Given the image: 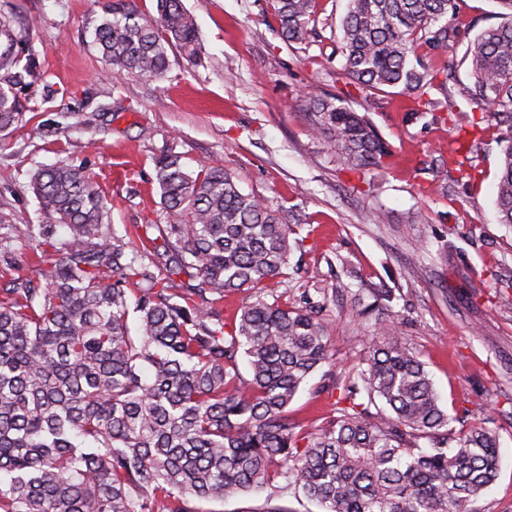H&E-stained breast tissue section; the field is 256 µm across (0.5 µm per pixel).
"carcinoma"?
I'll return each instance as SVG.
<instances>
[{
	"mask_svg": "<svg viewBox=\"0 0 512 512\" xmlns=\"http://www.w3.org/2000/svg\"><path fill=\"white\" fill-rule=\"evenodd\" d=\"M287 44L317 34L318 0H273ZM509 22L469 40L477 118L448 98L439 75L462 39L456 0H347L340 80L445 112L459 131L494 122L508 142L497 190L500 223L512 224V0ZM93 31L105 69L166 76L177 49L205 58L183 0H103ZM30 25L0 12V130L29 110L40 74ZM441 97H432V91ZM309 130L342 168L364 172L390 153L366 115L338 94L304 96ZM445 162L417 169L444 191ZM165 223L137 239L113 235L108 199L85 167L37 169L30 188L67 238L31 237L50 261L45 285L15 277L0 288V512H202L267 492L252 512H295L285 496L321 512H477L495 480L496 436L483 426L456 434L424 363L402 341L396 315L351 305L370 332L352 366L324 374L338 391L324 423L296 430L288 406L318 368L335 365L319 285L284 304L269 282L285 275L294 230L265 199L245 193L222 164L190 171L170 153L155 162ZM150 259L158 273L149 270ZM250 291L226 326L224 294ZM139 313L136 334L129 306ZM244 353L249 375L238 366ZM429 447L420 446V441Z\"/></svg>",
	"mask_w": 512,
	"mask_h": 512,
	"instance_id": "carcinoma-1",
	"label": "carcinoma"
}]
</instances>
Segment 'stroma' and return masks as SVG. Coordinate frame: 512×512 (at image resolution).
<instances>
[{
  "label": "stroma",
  "instance_id": "obj_1",
  "mask_svg": "<svg viewBox=\"0 0 512 512\" xmlns=\"http://www.w3.org/2000/svg\"><path fill=\"white\" fill-rule=\"evenodd\" d=\"M101 2L0 0V10L36 19L30 41L41 74L32 112L0 133V209L17 227L40 225L65 239L66 227L40 211L30 178L40 167L81 164L111 200L110 222L122 237L163 223L154 166L167 148L191 170L224 164L243 192L278 207L305 238L289 257L301 274L278 285L285 301L338 281L367 303L371 289H391L387 309L400 317L443 408L452 414L468 402L474 422L497 437L499 475L477 501L479 512H512V307L499 302L512 282V225L499 223L495 204L498 128L482 133L471 154L472 179L450 163L447 193H425L418 163L447 156L456 132L410 100L368 101L337 80L340 63L330 53L347 0H319L320 38L293 46L276 32L272 0H184L205 59L192 66L171 52L165 78L152 81L103 70L90 45ZM456 16L474 35L504 21L496 0H457ZM311 90L341 93L367 114L391 147L380 168L362 176L342 170L310 134L301 99ZM380 209L390 223H376ZM48 270L27 238L0 237V288L19 275L45 283ZM348 308L340 299L331 312L340 371L366 339ZM322 384L318 371L299 391L289 413L297 425L330 415L336 397Z\"/></svg>",
  "mask_w": 512,
  "mask_h": 512
}]
</instances>
